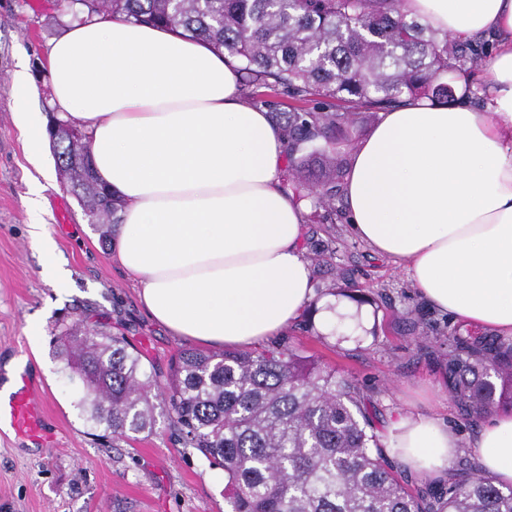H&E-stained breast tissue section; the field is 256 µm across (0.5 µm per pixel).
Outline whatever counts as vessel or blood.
Instances as JSON below:
<instances>
[{
  "label": "vessel or blood",
  "instance_id": "1",
  "mask_svg": "<svg viewBox=\"0 0 512 512\" xmlns=\"http://www.w3.org/2000/svg\"><path fill=\"white\" fill-rule=\"evenodd\" d=\"M1 429L38 445L51 439L41 419L39 386L31 381L28 372H20L15 391L8 398H0Z\"/></svg>",
  "mask_w": 512,
  "mask_h": 512
}]
</instances>
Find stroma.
I'll list each match as a JSON object with an SVG mask.
<instances>
[{"label":"stroma","mask_w":512,"mask_h":512,"mask_svg":"<svg viewBox=\"0 0 512 512\" xmlns=\"http://www.w3.org/2000/svg\"><path fill=\"white\" fill-rule=\"evenodd\" d=\"M70 21L57 0H0V364L24 358L41 388L50 448L0 432V512H230L224 471L159 419L154 433L115 440L79 416L77 389L61 373L52 338L59 323L103 324L139 352L148 372L166 379L178 353L195 341L172 335L143 310L131 277L112 260L78 200L60 184L47 133L52 112L46 64L50 42ZM27 68V87L12 76ZM31 110L28 135L14 121L17 99ZM42 146L44 170L29 160ZM43 180L39 208L24 202ZM45 225L52 252L36 249L30 227ZM303 249L317 298L359 290L364 317L339 316L323 331L306 313L264 347L290 346L352 377L380 443L400 416L442 418L469 443L484 423L448 393L445 365L424 351L430 331L452 317L431 310L405 270L376 256L345 222L309 223Z\"/></svg>","instance_id":"obj_1"}]
</instances>
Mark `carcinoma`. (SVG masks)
<instances>
[{"label": "carcinoma", "mask_w": 512, "mask_h": 512, "mask_svg": "<svg viewBox=\"0 0 512 512\" xmlns=\"http://www.w3.org/2000/svg\"><path fill=\"white\" fill-rule=\"evenodd\" d=\"M83 18L104 12L207 41L237 62L246 103L267 106L296 153L337 152L352 140L351 115L409 100H454L452 80L478 67L486 47L452 42L408 13L404 0H60ZM59 173L112 242L123 201L102 188L85 132L61 118L50 135ZM344 167L299 198L338 218ZM56 357L78 381L86 420L114 438L151 433L166 412L186 448L227 478L231 512H512V486L460 459L448 482L409 489L382 450L350 377L295 349L181 351L161 382L123 338L60 324ZM448 389L469 414L512 407V340L462 335L442 342Z\"/></svg>", "instance_id": "carcinoma-1"}]
</instances>
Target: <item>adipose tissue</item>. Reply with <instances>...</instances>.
<instances>
[{
  "label": "adipose tissue",
  "instance_id": "1",
  "mask_svg": "<svg viewBox=\"0 0 512 512\" xmlns=\"http://www.w3.org/2000/svg\"><path fill=\"white\" fill-rule=\"evenodd\" d=\"M450 38L497 41L485 110L417 101L384 113L350 163L354 236L403 267L434 309L512 335V0H407ZM51 102L92 142L102 186L126 203L113 255L172 334L245 348L284 331L314 297L309 207L282 187L287 141L240 100L237 68L205 43L98 15L47 53ZM460 446L433 415L390 433L408 469L442 481ZM512 484V411L472 442Z\"/></svg>",
  "mask_w": 512,
  "mask_h": 512
}]
</instances>
